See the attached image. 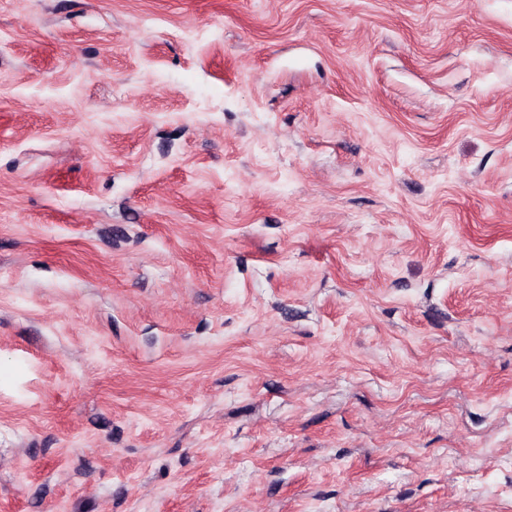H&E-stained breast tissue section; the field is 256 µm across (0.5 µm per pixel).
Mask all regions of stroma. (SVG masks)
<instances>
[{"label":"stroma","mask_w":512,"mask_h":512,"mask_svg":"<svg viewBox=\"0 0 512 512\" xmlns=\"http://www.w3.org/2000/svg\"><path fill=\"white\" fill-rule=\"evenodd\" d=\"M512 512V0H0V512Z\"/></svg>","instance_id":"obj_1"}]
</instances>
